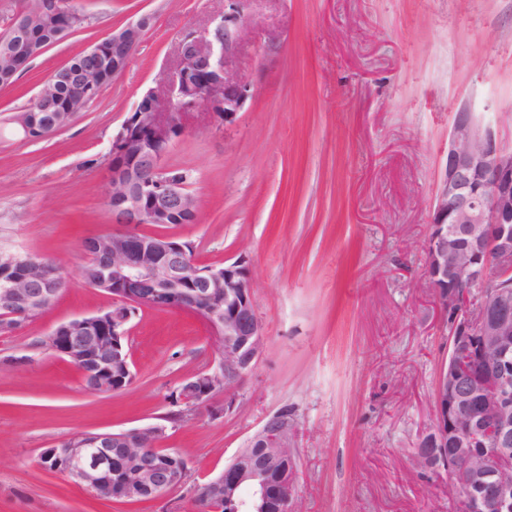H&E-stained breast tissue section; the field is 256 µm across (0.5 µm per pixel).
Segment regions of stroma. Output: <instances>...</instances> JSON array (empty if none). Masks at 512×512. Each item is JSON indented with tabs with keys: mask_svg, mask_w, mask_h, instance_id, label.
I'll return each mask as SVG.
<instances>
[{
	"mask_svg": "<svg viewBox=\"0 0 512 512\" xmlns=\"http://www.w3.org/2000/svg\"><path fill=\"white\" fill-rule=\"evenodd\" d=\"M92 27L48 47L0 86V122L57 68L144 15L134 59L67 128L40 140L0 131V248L53 259L65 286L45 311L0 331V512H199L193 488L264 420L296 423L299 512H455L448 478L415 448L448 361V316L425 288V242L459 103L499 119L512 145V0H248L233 72L255 97L230 125L197 113L165 163L190 170L194 224H143L216 265L246 255L265 348L215 403L173 405L215 365L210 328L143 308L129 325L133 381L92 394L47 344L50 331L111 305L82 269L86 238L112 230L113 133L170 67L183 34L224 0H75ZM167 427L190 462L155 500L93 498L39 463L82 433Z\"/></svg>",
	"mask_w": 512,
	"mask_h": 512,
	"instance_id": "35a3bbf8",
	"label": "stroma"
}]
</instances>
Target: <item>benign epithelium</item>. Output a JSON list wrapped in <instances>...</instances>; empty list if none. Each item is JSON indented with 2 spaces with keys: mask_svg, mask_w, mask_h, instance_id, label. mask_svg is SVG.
<instances>
[{
  "mask_svg": "<svg viewBox=\"0 0 512 512\" xmlns=\"http://www.w3.org/2000/svg\"><path fill=\"white\" fill-rule=\"evenodd\" d=\"M244 0H226L224 11L178 43L165 91H148L150 109L135 106L112 136V232L93 237L109 258L97 284L112 285V312L76 317L53 331V350L78 369L84 388L96 394L126 389L133 381L128 323L135 309L190 312L205 321L219 360L210 371L185 378L173 403L206 408L215 419L232 402L211 404L214 395L252 370L264 349L250 269L238 256L220 266H203L191 245L166 235L136 231L142 224H184L199 200L188 184L161 178L164 158L185 133V118L203 109L210 119L235 122L253 98L250 82L228 67L240 28ZM152 17L112 31L86 49V85H105L130 64ZM23 38L14 65L37 54ZM38 100L59 112L66 106L45 87ZM427 287L436 307L448 314V365L435 389L433 419L417 452L426 468L448 472L450 488L464 496L468 512H512V289L489 288L490 270L512 274V145L499 123L486 121L460 104L448 135L446 161L425 244ZM57 266L28 260L0 281V328L44 309L58 294ZM295 423L282 410L269 417L219 474L195 487L203 512H297L294 495ZM166 426L83 433L71 444L42 450L52 470L99 499L153 500L184 484L188 459L159 447Z\"/></svg>",
  "mask_w": 512,
  "mask_h": 512,
  "instance_id": "1",
  "label": "benign epithelium"
}]
</instances>
